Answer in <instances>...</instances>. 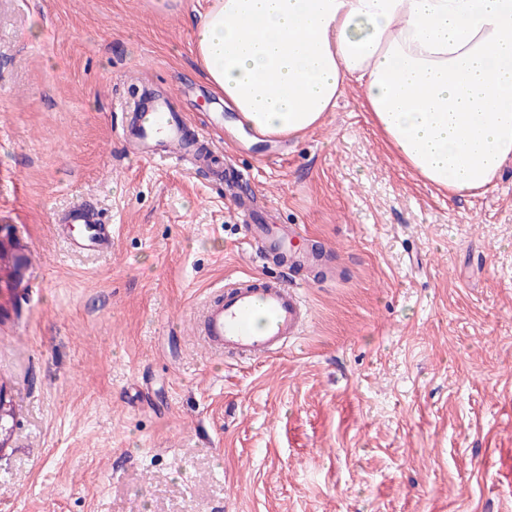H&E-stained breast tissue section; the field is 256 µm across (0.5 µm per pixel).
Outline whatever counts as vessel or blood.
<instances>
[{
	"label": "vessel or blood",
	"instance_id": "1",
	"mask_svg": "<svg viewBox=\"0 0 512 512\" xmlns=\"http://www.w3.org/2000/svg\"><path fill=\"white\" fill-rule=\"evenodd\" d=\"M191 127L187 114L173 109L171 96L145 90L130 97L121 134L129 155L179 162L192 153ZM237 211L247 226L248 243L259 258L321 267L320 251L293 250L298 225L277 223L267 208L257 206L254 197L246 193L238 195ZM58 221L65 229L82 225V233L70 238L73 250L111 252L112 227L100 212L77 204ZM309 318L310 310L299 289L283 278L264 275L225 283L223 292L203 305L194 331L214 353L258 360L296 340Z\"/></svg>",
	"mask_w": 512,
	"mask_h": 512
}]
</instances>
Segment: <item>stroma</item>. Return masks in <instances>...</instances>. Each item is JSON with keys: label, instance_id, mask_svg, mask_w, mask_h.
Here are the masks:
<instances>
[{"label": "stroma", "instance_id": "35a3bbf8", "mask_svg": "<svg viewBox=\"0 0 512 512\" xmlns=\"http://www.w3.org/2000/svg\"><path fill=\"white\" fill-rule=\"evenodd\" d=\"M207 7L0 0V224L28 259L0 303V512H512V162L448 195L385 146L356 82L278 153L226 148L193 52ZM136 79L180 94L215 162L331 269L293 271L312 317L278 355L193 336L210 293L278 262L251 260L205 172L127 156ZM78 202L111 254L56 230ZM62 232H67L71 224H83L79 235H70L69 245L74 251L95 254L112 252V224H106L99 211H93L84 204L74 205L58 217Z\"/></svg>", "mask_w": 512, "mask_h": 512}]
</instances>
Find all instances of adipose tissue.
I'll use <instances>...</instances> for the list:
<instances>
[{"label":"adipose tissue","mask_w":512,"mask_h":512,"mask_svg":"<svg viewBox=\"0 0 512 512\" xmlns=\"http://www.w3.org/2000/svg\"><path fill=\"white\" fill-rule=\"evenodd\" d=\"M194 47L240 126L315 128L355 80L423 181L471 195L512 160V0H212Z\"/></svg>","instance_id":"adipose-tissue-1"}]
</instances>
